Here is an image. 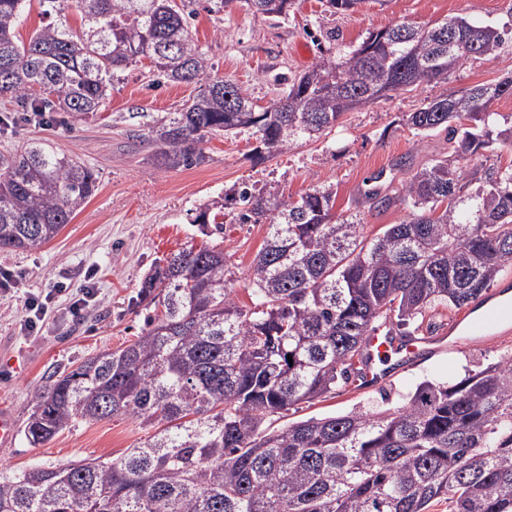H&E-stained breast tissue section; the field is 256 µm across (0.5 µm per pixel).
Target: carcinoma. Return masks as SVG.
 <instances>
[{
	"label": "carcinoma",
	"instance_id": "cac0c4a2",
	"mask_svg": "<svg viewBox=\"0 0 512 512\" xmlns=\"http://www.w3.org/2000/svg\"><path fill=\"white\" fill-rule=\"evenodd\" d=\"M26 0H0V98L26 112L98 111L112 80L143 60L163 82L198 93L152 126L154 157L173 169L206 161L208 135L259 134V158L326 134L376 100L448 79L496 53L507 31L452 17L392 24L338 62L322 60L256 107L234 83L208 77L188 0H40L73 8L81 27L49 23L28 42L15 30ZM287 15L293 0H246ZM512 77L435 98L406 115L419 135L444 129L453 159L411 174L395 198L408 210L375 238L333 192L298 197L244 187L212 200L195 223L224 230L268 221L251 267L252 306L235 299L224 251L184 248L154 264L140 302L160 305L130 344L86 359L32 395L23 433L36 446L77 420L136 419L153 432L118 459L0 468V512H512V353L456 383L425 380L394 410L311 417L279 431L266 417L359 379L367 337L405 336L439 305L479 310L512 271V167L474 163L512 149V120L488 123ZM97 189L72 154L29 143L0 156V249L52 240ZM367 200L388 206L379 191ZM292 359H287V356Z\"/></svg>",
	"mask_w": 512,
	"mask_h": 512
}]
</instances>
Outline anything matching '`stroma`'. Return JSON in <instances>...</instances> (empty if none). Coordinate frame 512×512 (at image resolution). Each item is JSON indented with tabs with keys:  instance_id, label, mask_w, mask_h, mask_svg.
Returning <instances> with one entry per match:
<instances>
[{
	"instance_id": "35a3bbf8",
	"label": "stroma",
	"mask_w": 512,
	"mask_h": 512,
	"mask_svg": "<svg viewBox=\"0 0 512 512\" xmlns=\"http://www.w3.org/2000/svg\"><path fill=\"white\" fill-rule=\"evenodd\" d=\"M207 0H194L191 34L208 58L210 76L235 83L254 103L268 105L286 88L285 77L328 57L348 56L367 36L399 21L432 24L463 17L478 25L512 26V0H366L347 12L328 11L322 0H295L286 17L272 20L253 13L245 0L211 13ZM512 77V41L492 56L465 63L447 80L382 98L347 113L328 135L274 157L257 160L255 136H212L207 159L192 169L155 164L150 129L157 119L178 111L196 94L194 84L153 86L148 64L120 73L98 112L80 119L61 115L56 123L13 125L0 130V154L45 140L78 155L92 168L97 189L61 233L35 251L0 250V268L22 272L10 290L0 291V409L25 424L31 396L53 374L76 368L95 354L129 344L139 335L146 311L137 305L140 283L155 261L189 245L223 249L240 304H249L250 268L267 236L266 224H243L238 208L224 210V231L203 235L193 222L202 204L234 196L242 187L267 188L297 196L313 186L332 189L336 213H359L366 237L408 215L403 205L369 206L366 190L398 195L418 167L447 152L446 131L421 137L405 123L407 113L427 101L464 88ZM93 273L99 297L84 314H73L66 298L50 304L35 336L21 328L30 295L58 284L79 292ZM512 352V335L461 344L373 388L353 381L283 414L267 416L277 430L311 417L344 414L387 404L394 409L416 383L456 382L479 365ZM149 428L127 417L71 425L50 442L31 446L23 434L0 445V466L59 467L86 458H117L143 442Z\"/></svg>"
}]
</instances>
